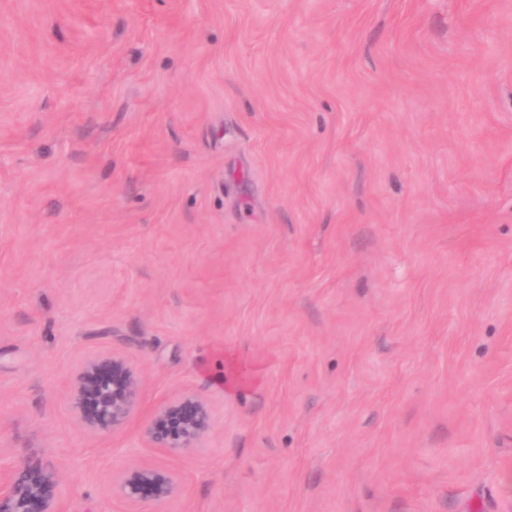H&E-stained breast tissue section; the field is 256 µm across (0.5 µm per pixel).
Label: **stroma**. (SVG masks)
I'll return each instance as SVG.
<instances>
[{
  "instance_id": "35a3bbf8",
  "label": "stroma",
  "mask_w": 512,
  "mask_h": 512,
  "mask_svg": "<svg viewBox=\"0 0 512 512\" xmlns=\"http://www.w3.org/2000/svg\"><path fill=\"white\" fill-rule=\"evenodd\" d=\"M46 465L67 512H512V0H0V471ZM143 385L128 358L121 353L85 360L71 378L69 403L91 432L125 429L138 414ZM213 416L206 400L185 393L158 405L143 422L141 431L152 448L179 452L198 447L211 430ZM115 487L128 501L149 499L161 504L180 493L181 481L174 471L164 466L142 463L123 471L116 479Z\"/></svg>"
}]
</instances>
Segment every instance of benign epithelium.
Here are the masks:
<instances>
[{
    "instance_id": "1",
    "label": "benign epithelium",
    "mask_w": 512,
    "mask_h": 512,
    "mask_svg": "<svg viewBox=\"0 0 512 512\" xmlns=\"http://www.w3.org/2000/svg\"><path fill=\"white\" fill-rule=\"evenodd\" d=\"M143 385L121 353L85 360L71 378L69 403L81 423L94 433L125 429L138 414ZM214 411L204 399L185 393L158 405L143 422L147 442L165 452L196 448L208 435ZM128 501L164 503L180 493L177 474L158 464L142 463L123 471L115 481ZM0 512H65L58 483L49 469H18L0 474Z\"/></svg>"
}]
</instances>
